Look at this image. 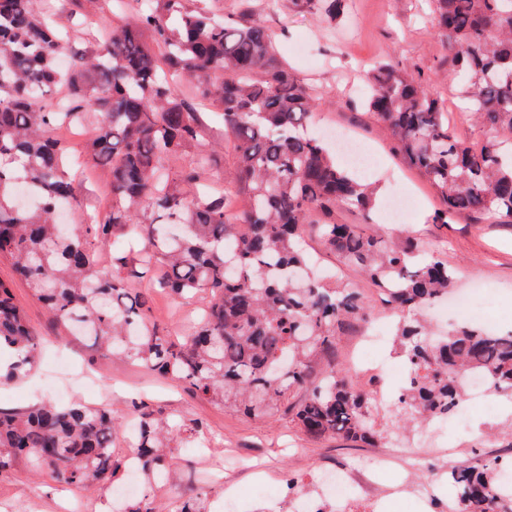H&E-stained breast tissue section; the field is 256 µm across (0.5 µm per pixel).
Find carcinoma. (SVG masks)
I'll return each instance as SVG.
<instances>
[{
	"label": "carcinoma",
	"mask_w": 512,
	"mask_h": 512,
	"mask_svg": "<svg viewBox=\"0 0 512 512\" xmlns=\"http://www.w3.org/2000/svg\"><path fill=\"white\" fill-rule=\"evenodd\" d=\"M137 14L95 52L69 48L32 0H0V258L9 260L44 305L51 322L77 332L105 356H121L187 383L204 399L248 415L291 403L297 425L313 437L375 441L372 394L353 388L333 359L335 339L368 315L354 288L321 277L298 247L306 233L358 267L389 307L419 312L448 294L454 271L438 252L411 238L388 242L372 233L374 188L336 162L324 140L305 129L313 112L303 82L288 70L265 25L237 23L184 0H135ZM343 17L344 0H293ZM439 34L451 44L448 64L461 98L481 125V143L460 139L441 101L409 66L392 58L368 75L366 105L404 158L436 190L434 223L482 214L512 223V0H431ZM182 83L220 108L234 143V175L224 188L203 186L217 167L201 148L174 172L166 163L201 147L200 113L178 98ZM65 89L61 98L56 91ZM95 110L96 136L82 152L112 174V205L95 224L65 233L63 205L80 206L66 167L62 127L80 128ZM35 182L32 208L15 202L17 186ZM355 210L359 224L336 223ZM148 211L152 222L140 221ZM120 236L132 261L102 269L99 248ZM233 241L228 252L224 243ZM146 280L179 298L203 297L202 321L178 340L149 315ZM411 368L399 392L410 420L454 414L463 398L458 376L480 370L492 387L512 392V331L463 325L437 340L416 319L399 327ZM42 338L28 325L11 288L0 282V380L28 376ZM139 471L166 470L167 436L198 423L138 410ZM122 418L80 401L0 410V474L21 457L55 481L77 487L108 483L128 461L112 455ZM493 459L448 470L464 512H495Z\"/></svg>",
	"instance_id": "cac0c4a2"
}]
</instances>
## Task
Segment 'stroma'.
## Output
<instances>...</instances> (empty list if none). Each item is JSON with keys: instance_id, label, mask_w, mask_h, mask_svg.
<instances>
[{"instance_id": "35a3bbf8", "label": "stroma", "mask_w": 512, "mask_h": 512, "mask_svg": "<svg viewBox=\"0 0 512 512\" xmlns=\"http://www.w3.org/2000/svg\"><path fill=\"white\" fill-rule=\"evenodd\" d=\"M249 2L253 18L271 32L284 61L312 92L323 94L315 112L316 130L336 128L361 139L375 157L367 177L379 186L381 199H388L397 185L416 197L405 223H386L377 213L371 231L387 239L409 236L444 248L457 271V287L468 288L473 280H480L486 311L502 327L512 326V224L472 215L458 216L448 224L435 223L440 207L436 194L398 152L387 128L369 116L365 105L367 70L385 57L401 59L417 65L422 79L437 89L449 116L458 121L460 137L470 143L479 141V129L461 116L460 80L448 67V45L437 32L427 0H348L344 20L333 27L319 11L295 7L292 0ZM34 9L52 17L80 49L104 43L113 30L131 19L123 0H34ZM70 165L80 179L83 198L82 209L70 217L75 225L107 206L112 189L109 172L82 152L72 153ZM302 244L322 268L332 271L336 282L359 288L371 310L379 309L374 287L357 267L323 248L315 238H304ZM0 280L11 284L31 327L49 341L35 372L0 384L1 409L21 410L48 401L43 379L51 363L65 356L78 370L111 379L112 396L105 402L115 413L128 414L131 402L141 398L171 417L202 421L198 434L176 436L164 483L141 484L142 493L154 498L161 512H175L178 503L171 490L185 486L205 500L210 512H216L228 486L244 494V512H267V502L254 494L256 486L283 490L292 480L297 490H306L316 473L341 465L364 470L369 459L385 452L388 442L411 438L423 430L422 425L406 421L404 409L394 402L374 412L385 429L384 441L375 444L338 436L309 438L284 411L261 417L243 415L199 399L188 385L154 375L136 362L101 355L85 341L62 338L28 283L17 279L4 259H0ZM203 306V301L186 304L167 293L149 298L153 318L177 335L184 333ZM498 403L503 410L500 418L477 410L469 413L466 423L452 421L444 427L440 437L456 448L457 461L479 466L496 456L512 457V394L499 395ZM84 494V489L50 481L22 462L0 475V501L15 512H55Z\"/></svg>"}]
</instances>
